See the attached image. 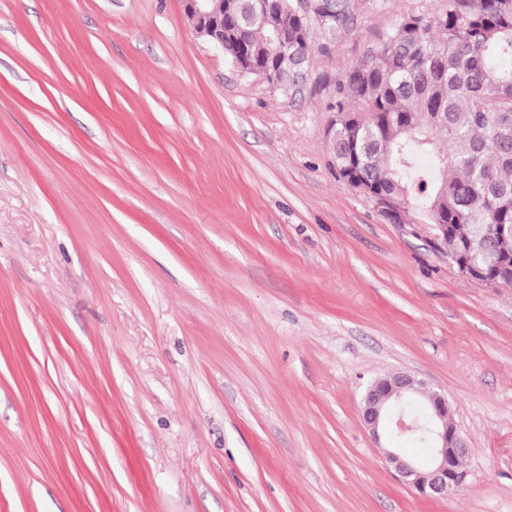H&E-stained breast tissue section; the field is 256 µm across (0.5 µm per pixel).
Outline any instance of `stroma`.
<instances>
[{"label":"stroma","mask_w":512,"mask_h":512,"mask_svg":"<svg viewBox=\"0 0 512 512\" xmlns=\"http://www.w3.org/2000/svg\"><path fill=\"white\" fill-rule=\"evenodd\" d=\"M441 4L357 0L291 100L182 0H0V512H512V286L327 137L336 82ZM396 371L448 396V497L361 419Z\"/></svg>","instance_id":"obj_1"}]
</instances>
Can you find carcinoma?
<instances>
[{
    "label": "carcinoma",
    "instance_id": "1",
    "mask_svg": "<svg viewBox=\"0 0 512 512\" xmlns=\"http://www.w3.org/2000/svg\"><path fill=\"white\" fill-rule=\"evenodd\" d=\"M355 0H233L232 39L255 51L250 74L275 72L290 99L303 94L309 54L297 43L321 32L326 53L355 23ZM409 14L336 85L329 139L336 173L358 165L400 212L448 227V254L466 252L487 283L512 285L501 270L512 236L494 242L483 224L512 226V0H442ZM288 36L267 59L275 30ZM430 157L422 167L417 158Z\"/></svg>",
    "mask_w": 512,
    "mask_h": 512
}]
</instances>
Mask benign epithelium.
I'll list each match as a JSON object with an SVG mask.
<instances>
[{
	"mask_svg": "<svg viewBox=\"0 0 512 512\" xmlns=\"http://www.w3.org/2000/svg\"><path fill=\"white\" fill-rule=\"evenodd\" d=\"M229 0H183L185 14L194 32L219 49H224L225 3ZM353 191L371 201L375 208L396 224L408 223L406 215L399 213L392 202L370 184L356 178L347 183ZM459 272L472 280L484 281V271L472 259L457 265ZM407 398H421L430 409V422L421 427L398 411ZM361 417L374 440L379 443L382 457L395 470L396 477L420 495L430 498L448 494L450 483L464 482L465 472L451 466V456L463 452L457 430L448 429V397L424 380L398 372L387 377L384 383H370L364 391ZM427 433L431 458L422 465L408 459L401 449L393 446L392 436L410 435L417 431Z\"/></svg>",
	"mask_w": 512,
	"mask_h": 512,
	"instance_id": "benign-epithelium-1",
	"label": "benign epithelium"
}]
</instances>
